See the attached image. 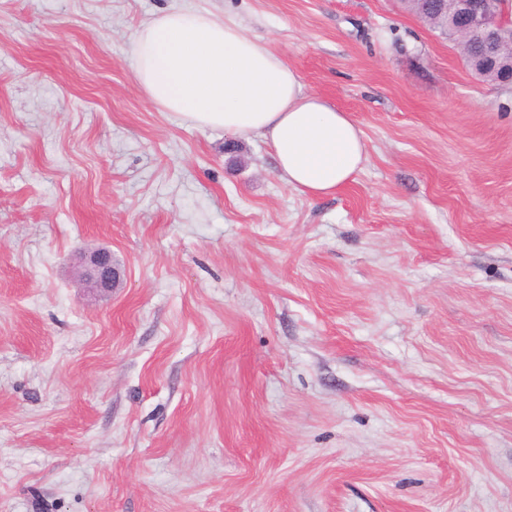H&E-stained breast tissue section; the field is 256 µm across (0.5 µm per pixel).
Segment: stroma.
Wrapping results in <instances>:
<instances>
[{"label":"stroma","instance_id":"35a3bbf8","mask_svg":"<svg viewBox=\"0 0 512 512\" xmlns=\"http://www.w3.org/2000/svg\"><path fill=\"white\" fill-rule=\"evenodd\" d=\"M179 7L349 112L354 181L154 106ZM0 512H512V85L403 0H0ZM78 267V276L85 288L111 294L112 288H116L118 284L119 274L109 250L97 249L81 254Z\"/></svg>","mask_w":512,"mask_h":512}]
</instances>
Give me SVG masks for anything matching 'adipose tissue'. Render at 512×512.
Here are the masks:
<instances>
[{
  "label": "adipose tissue",
  "mask_w": 512,
  "mask_h": 512,
  "mask_svg": "<svg viewBox=\"0 0 512 512\" xmlns=\"http://www.w3.org/2000/svg\"><path fill=\"white\" fill-rule=\"evenodd\" d=\"M131 52L152 104L234 137L264 139L286 185L333 194L361 171L366 142L349 113L308 92L296 68L237 22L173 8L143 26Z\"/></svg>",
  "instance_id": "ef3b65f1"
}]
</instances>
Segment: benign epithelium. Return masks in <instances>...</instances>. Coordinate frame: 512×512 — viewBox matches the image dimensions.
<instances>
[{"instance_id": "1", "label": "benign epithelium", "mask_w": 512, "mask_h": 512, "mask_svg": "<svg viewBox=\"0 0 512 512\" xmlns=\"http://www.w3.org/2000/svg\"><path fill=\"white\" fill-rule=\"evenodd\" d=\"M452 4L448 26L453 34L484 47L475 72H496L499 81L512 83V9H507L505 0H452ZM78 276L84 287L103 294L112 293L119 281L112 253L106 249L81 254Z\"/></svg>"}]
</instances>
